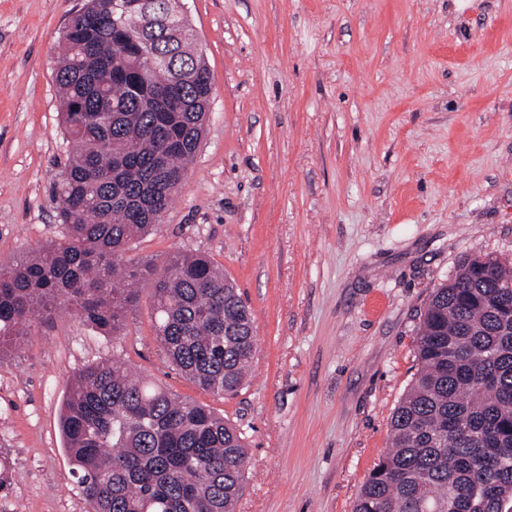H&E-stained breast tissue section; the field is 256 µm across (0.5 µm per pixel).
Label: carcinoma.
I'll return each mask as SVG.
<instances>
[{
	"label": "carcinoma",
	"mask_w": 512,
	"mask_h": 512,
	"mask_svg": "<svg viewBox=\"0 0 512 512\" xmlns=\"http://www.w3.org/2000/svg\"><path fill=\"white\" fill-rule=\"evenodd\" d=\"M178 0H140L158 63L155 112L112 74L134 68L115 39L122 0H85L62 32L54 69L71 152L53 185L65 232L0 268V350L32 322L76 310L113 336L148 274L155 331L169 362L214 394L243 388L256 353L250 310L204 253L144 268L132 243L160 222L196 156L210 72L193 32L166 24ZM419 368L391 419L392 449L366 478L353 512H512V267L463 257L428 299ZM60 429L88 512H236L245 435L208 406L180 398L118 360L90 364L68 389Z\"/></svg>",
	"instance_id": "obj_1"
}]
</instances>
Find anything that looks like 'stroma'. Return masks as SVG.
<instances>
[{
  "label": "stroma",
  "mask_w": 512,
  "mask_h": 512,
  "mask_svg": "<svg viewBox=\"0 0 512 512\" xmlns=\"http://www.w3.org/2000/svg\"><path fill=\"white\" fill-rule=\"evenodd\" d=\"M83 0H0V266L60 239L54 82ZM210 71L206 132L140 263L223 266L253 313L243 389L184 379L150 282L123 335L73 311L0 353V512H87L59 430L74 374L118 359L245 432L237 512H351L392 444L428 297L462 257L512 266V0H183Z\"/></svg>",
  "instance_id": "obj_1"
}]
</instances>
